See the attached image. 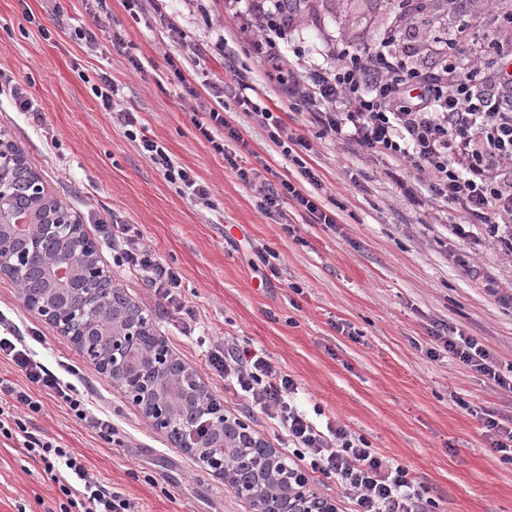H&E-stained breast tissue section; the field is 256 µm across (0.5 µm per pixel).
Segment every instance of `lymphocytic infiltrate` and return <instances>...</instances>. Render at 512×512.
Returning a JSON list of instances; mask_svg holds the SVG:
<instances>
[{
	"mask_svg": "<svg viewBox=\"0 0 512 512\" xmlns=\"http://www.w3.org/2000/svg\"><path fill=\"white\" fill-rule=\"evenodd\" d=\"M281 0H224L238 18L240 30L264 55L270 80L282 86L290 107L306 113L319 137L341 147H354L363 156L388 160L385 178L413 205L431 199L446 203L457 215L456 234L480 224L489 239L505 254H512V40L488 39V49L474 53L467 70L449 62L433 72L413 65V57L427 53L411 23L422 7L435 0H392L398 26L363 51H342L329 64L284 65L281 44L290 42L292 18L280 9ZM404 49H396V42ZM232 94L236 104L268 131L275 153L297 167L296 178L261 177L239 167L224 144L230 121L218 109L196 122L200 135L213 151L223 155L237 177L258 186L264 214L279 212L291 201L309 224H334L336 212L326 202L327 187L321 172L307 165L304 152L311 143L287 132L279 118L255 99L253 84L234 76L229 86H215L213 96ZM129 139L163 170L165 179L180 184L184 193L203 204L210 192L187 170L175 166L164 147L127 130ZM124 246L121 264L141 271L165 303L178 304L181 277L159 262L140 243L131 225H118ZM435 342L463 364L486 376L501 389L512 391V377L503 375L489 351L476 339L440 325ZM0 360L26 379L18 386L0 377V436L17 441L28 457L41 461L47 478L56 483L65 501L60 512H133L130 500L90 476L84 462L59 442L29 431L23 412L40 413V393L55 394L75 419L90 423L97 436L111 442L112 422L90 413L88 393L73 383L76 367L61 379L34 359L25 337L12 327L0 328ZM209 367L224 377L251 407L259 409L284 432L288 465L300 475L318 473L337 480L355 505L353 512H433L435 503L419 489L406 466L384 460L365 442L355 441L345 426L319 428L289 401L294 380L266 357L216 344L206 352Z\"/></svg>",
	"mask_w": 512,
	"mask_h": 512,
	"instance_id": "obj_1",
	"label": "lymphocytic infiltrate"
}]
</instances>
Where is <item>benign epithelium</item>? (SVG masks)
Here are the masks:
<instances>
[{
  "label": "benign epithelium",
  "mask_w": 512,
  "mask_h": 512,
  "mask_svg": "<svg viewBox=\"0 0 512 512\" xmlns=\"http://www.w3.org/2000/svg\"><path fill=\"white\" fill-rule=\"evenodd\" d=\"M22 166L23 156L0 134V274L20 281L22 271L36 264L42 266L51 275L57 299L39 305L38 311L64 334L84 336L88 317L104 312L108 295L121 293V288L100 265L98 256L87 252L85 233L75 215L65 217L49 210L42 224L9 219L7 206L16 193ZM26 195L37 207L50 198L34 177L27 182ZM76 275L85 291L80 303L69 296ZM98 332L111 337V359L96 351L89 360L112 376V383L123 389L154 428L166 432L179 447L194 449L203 465L249 504L250 512H327V505L312 498L305 488L292 484L288 465L255 438L246 423L214 414L216 403L207 399L204 387L191 371L171 375L174 355L157 335L151 343L145 342L150 334L145 317L126 324L114 321L110 327L100 322ZM175 381L188 382L197 395L196 411L188 421L180 420V413L158 396L161 387ZM227 426L235 430L229 449L210 439L213 434L224 435ZM241 455L255 457L252 473L256 482L239 477L237 460Z\"/></svg>",
  "instance_id": "obj_1"
}]
</instances>
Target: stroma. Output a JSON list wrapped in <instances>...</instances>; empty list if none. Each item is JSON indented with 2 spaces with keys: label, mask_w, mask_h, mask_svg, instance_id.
Listing matches in <instances>:
<instances>
[{
  "label": "stroma",
  "mask_w": 512,
  "mask_h": 512,
  "mask_svg": "<svg viewBox=\"0 0 512 512\" xmlns=\"http://www.w3.org/2000/svg\"><path fill=\"white\" fill-rule=\"evenodd\" d=\"M106 3L101 13L97 0H0V70L27 90L42 115L34 121L2 94L0 132L49 194L79 216L101 265L149 315L155 333L227 416L246 422L270 447L281 448L282 430L209 369L211 343L265 353L295 380L301 410L321 425L340 422L380 456L406 465L437 512H512V464L500 461L483 425L489 415L512 422V392L448 352H432L430 338L438 323L461 329L502 373L512 372V256L482 226L456 237L449 207L411 205L385 179V160H366L325 138L313 139L308 160L337 204V224L299 219L294 233L284 232L277 216L261 212L256 188L196 131L195 120L214 100L189 97L167 79L166 57L182 49L168 31L173 25L204 51L200 63H184L193 86L224 80V61L233 59L287 131L305 133L303 114L289 111L224 0H168L162 16L155 0H142L135 14L124 0ZM463 19L475 21L479 35L493 22L480 0H457L453 14L416 31L432 44ZM390 22L387 0H303L291 37L306 60L323 63L328 50L371 47ZM80 27L95 33V49L76 38ZM104 74L119 89L109 112L92 91ZM224 103L239 133L225 145L241 167L293 170L252 115L232 98ZM128 114L208 187L209 204L190 200L126 137ZM116 224L137 228L157 259L181 275V300L195 320L183 321L142 274L118 264L110 236ZM1 313L22 331L41 333L36 350L50 369L64 361L78 368L91 388L92 410L111 418L118 442L101 441L47 394L30 431L83 455L90 472L138 512H247L222 478L174 447L69 337L26 306L19 284L5 274ZM62 501L41 465L16 442L0 441V512H57Z\"/></svg>",
  "instance_id": "obj_1"
}]
</instances>
